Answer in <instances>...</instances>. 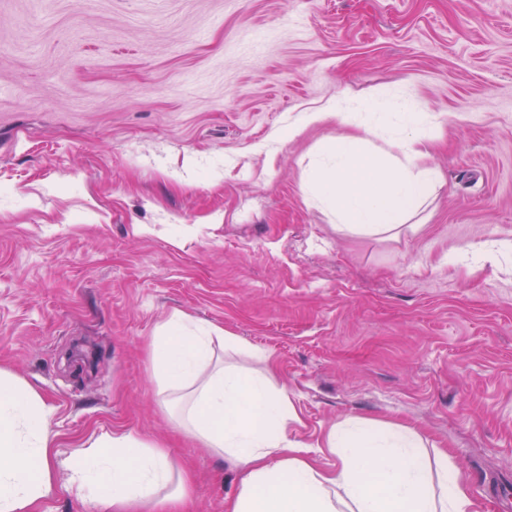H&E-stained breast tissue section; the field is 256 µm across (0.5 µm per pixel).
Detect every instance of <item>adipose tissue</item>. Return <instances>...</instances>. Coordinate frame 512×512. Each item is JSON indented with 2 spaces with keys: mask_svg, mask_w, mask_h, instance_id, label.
<instances>
[{
  "mask_svg": "<svg viewBox=\"0 0 512 512\" xmlns=\"http://www.w3.org/2000/svg\"><path fill=\"white\" fill-rule=\"evenodd\" d=\"M402 134L376 155L362 136L330 146L311 182L338 224L374 233L397 229L441 186L426 166L427 146L413 106H404ZM241 348L223 329L192 331L174 315L151 344L161 396L183 392L182 424L240 471L225 512H479L446 452L428 456L417 434L367 421L340 424L326 446L334 469L318 468L303 444L290 441L295 414L284 391L265 374L211 369L212 344ZM52 410L23 381L0 371V512H34L54 488L50 465ZM104 451L72 462L75 495L92 496L102 512H181L188 479L167 451L132 435L109 437Z\"/></svg>",
  "mask_w": 512,
  "mask_h": 512,
  "instance_id": "1",
  "label": "adipose tissue"
}]
</instances>
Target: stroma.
<instances>
[{"instance_id": "35a3bbf8", "label": "stroma", "mask_w": 512, "mask_h": 512, "mask_svg": "<svg viewBox=\"0 0 512 512\" xmlns=\"http://www.w3.org/2000/svg\"><path fill=\"white\" fill-rule=\"evenodd\" d=\"M329 102L349 124L303 125ZM410 103L443 187L397 234L340 229L310 168L354 125L386 150ZM490 240H512V0H0V368L54 409L37 512H99L69 464L122 433L188 471L187 512H224L239 471L157 395L176 313L267 354L322 468L336 423L405 425L494 512L512 256L448 264Z\"/></svg>"}]
</instances>
